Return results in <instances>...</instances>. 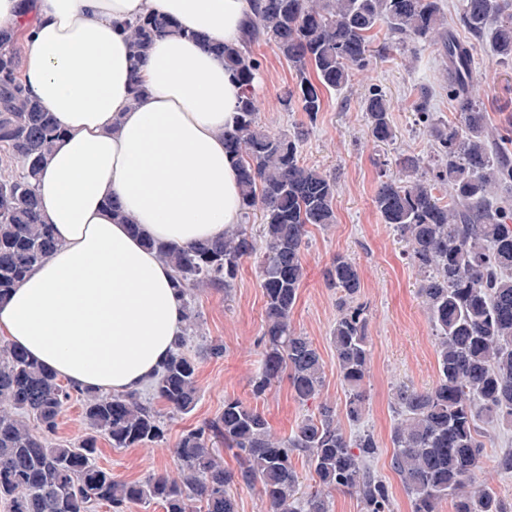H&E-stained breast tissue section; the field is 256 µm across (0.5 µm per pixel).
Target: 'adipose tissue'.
I'll use <instances>...</instances> for the list:
<instances>
[{"label": "adipose tissue", "mask_w": 512, "mask_h": 512, "mask_svg": "<svg viewBox=\"0 0 512 512\" xmlns=\"http://www.w3.org/2000/svg\"><path fill=\"white\" fill-rule=\"evenodd\" d=\"M25 13L22 80L64 131L36 184L58 246L0 301V337L68 385L139 391L184 328L147 240H216L240 221L224 151L240 90L211 46L239 40L251 0H0V22ZM149 14L179 29L136 63L125 25Z\"/></svg>", "instance_id": "1"}]
</instances>
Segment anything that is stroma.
<instances>
[{
  "instance_id": "stroma-1",
  "label": "stroma",
  "mask_w": 512,
  "mask_h": 512,
  "mask_svg": "<svg viewBox=\"0 0 512 512\" xmlns=\"http://www.w3.org/2000/svg\"><path fill=\"white\" fill-rule=\"evenodd\" d=\"M255 52L262 61L256 93L263 125L278 132L304 122L303 113L285 112L280 106L282 91L295 81L293 69L269 45H257ZM474 61L476 87L490 124L511 125L512 62L498 61L486 41L478 45ZM373 87L382 89L392 103L395 137L389 142L373 139L361 109L362 97ZM424 90L429 93L434 118L446 123L457 121L446 59L439 46L420 48L408 64L398 59L376 60L369 70L354 72L346 88L326 95L324 108L301 146L306 164L335 173L337 178L336 221L309 228L302 255L306 276L292 317L295 331L313 342L325 362V386L318 400L299 403L284 380L262 397L251 393V381L260 366L265 305L260 258L254 255L243 261L230 289L198 288L192 292L191 305L199 314V328L189 336L185 351L198 366L200 393L195 409L181 414L157 403L166 427L164 442L115 448L107 440H100L95 457L99 467L128 481L176 474L173 447L181 434L222 411L228 398L256 407L279 439L289 438L305 416L316 412L319 402L343 407L346 389L330 342L337 296L324 278L332 259L342 254L360 269L358 301L368 315L371 346L366 380L370 403L360 423L345 425L344 430L352 435H374L380 447L370 460V468L388 486L393 512H412L411 500L391 468L390 434L398 419L393 392L399 385L423 390L435 383L436 346L427 309L418 293L419 277L406 256V245L382 223L374 197L382 177L399 175L392 159L401 154L426 156L431 151L427 133L415 116V104ZM212 342L223 343L222 357L210 356L207 346ZM481 431L484 448L478 481L512 503V471L497 466L502 452L512 448V429L485 422Z\"/></svg>"
}]
</instances>
